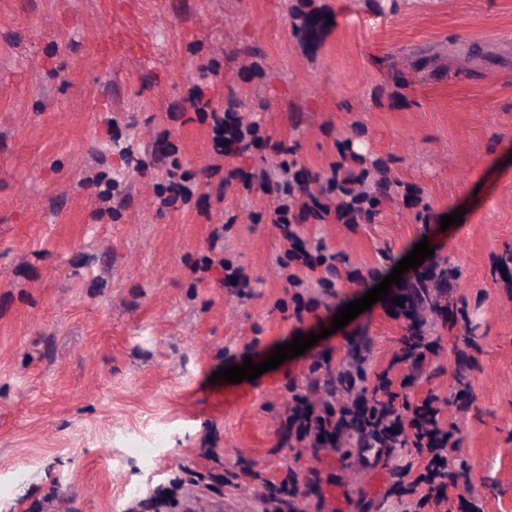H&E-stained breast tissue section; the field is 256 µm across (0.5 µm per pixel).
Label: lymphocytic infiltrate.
<instances>
[{
  "instance_id": "1",
  "label": "lymphocytic infiltrate",
  "mask_w": 512,
  "mask_h": 512,
  "mask_svg": "<svg viewBox=\"0 0 512 512\" xmlns=\"http://www.w3.org/2000/svg\"><path fill=\"white\" fill-rule=\"evenodd\" d=\"M369 175V170L355 169L351 157L344 155L330 164L320 196L305 193L301 171L286 163L273 172L258 169L243 175L241 181L245 187H259L272 197L274 224L287 243L289 260L308 268L320 267L318 282L330 288L340 276L339 269L325 257H312L306 241L294 229L290 213L297 207L315 220L341 224L371 219L378 200L366 187ZM365 380L361 368L330 376L326 381L328 398L321 402L307 393L294 394L283 414L289 440L298 448L318 449L337 447L344 438L351 447L363 450L377 446L389 453L403 428H411L415 446L423 455V469L412 485L436 486L437 494H424L421 500L441 504L446 489L458 487L460 478L449 463V432L443 427L441 408L435 407L429 397L411 407L409 415H402L394 404L392 386L396 383L388 375H380L370 388L365 387Z\"/></svg>"
}]
</instances>
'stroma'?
<instances>
[{"instance_id": "stroma-1", "label": "stroma", "mask_w": 512, "mask_h": 512, "mask_svg": "<svg viewBox=\"0 0 512 512\" xmlns=\"http://www.w3.org/2000/svg\"><path fill=\"white\" fill-rule=\"evenodd\" d=\"M197 89L257 141L214 157ZM343 152L385 170L375 217L297 230L358 277L294 293L272 201L215 188L293 161L316 191ZM174 159L199 189L161 210ZM424 239V323L379 301L332 330ZM310 332L255 380L212 378ZM421 336L414 373L397 357ZM360 338L368 378L413 375L401 399L458 429L470 485L420 512H512V0H0V512H256L259 479L292 470L303 512H401L411 433L373 466L281 445L289 385Z\"/></svg>"}]
</instances>
